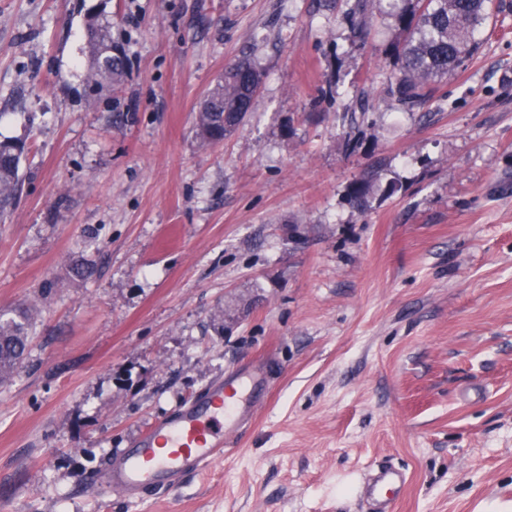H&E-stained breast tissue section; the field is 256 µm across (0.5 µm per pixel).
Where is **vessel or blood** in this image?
Instances as JSON below:
<instances>
[{
  "mask_svg": "<svg viewBox=\"0 0 512 512\" xmlns=\"http://www.w3.org/2000/svg\"><path fill=\"white\" fill-rule=\"evenodd\" d=\"M267 385L265 364L236 370L209 387L176 416L150 427L131 447L117 451L107 485L128 496L180 480L224 455L225 441L253 417ZM408 481L405 471L378 466L360 488L366 512H394L395 501Z\"/></svg>",
  "mask_w": 512,
  "mask_h": 512,
  "instance_id": "b4317fda",
  "label": "vessel or blood"
}]
</instances>
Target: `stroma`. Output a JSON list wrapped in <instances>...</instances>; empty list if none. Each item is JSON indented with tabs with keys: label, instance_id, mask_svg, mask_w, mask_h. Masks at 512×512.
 I'll return each mask as SVG.
<instances>
[{
	"label": "stroma",
	"instance_id": "obj_1",
	"mask_svg": "<svg viewBox=\"0 0 512 512\" xmlns=\"http://www.w3.org/2000/svg\"><path fill=\"white\" fill-rule=\"evenodd\" d=\"M493 4L406 112L381 15L358 48L316 0H0V140L24 145L0 313L36 310L0 383V512H361L382 462L410 476L396 512H512V0ZM93 14L129 65L100 93ZM246 54L252 110L201 146ZM258 359L269 398L223 460L136 501L103 488L115 449ZM264 78V72L248 56L224 70V84L221 79L218 81L204 102L210 106L196 115L195 132L202 145L223 141L243 124ZM216 109L222 112H215Z\"/></svg>",
	"mask_w": 512,
	"mask_h": 512
}]
</instances>
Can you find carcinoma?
Listing matches in <instances>:
<instances>
[{"label":"carcinoma","mask_w":512,"mask_h":512,"mask_svg":"<svg viewBox=\"0 0 512 512\" xmlns=\"http://www.w3.org/2000/svg\"><path fill=\"white\" fill-rule=\"evenodd\" d=\"M490 0H347L344 17L352 42L363 40L375 13L394 21L396 36L389 54L401 63L400 75L388 80L385 94L399 109L422 107L432 93L431 83L448 76L480 49L477 34L490 19ZM112 22L94 18L88 25L90 66L87 82L96 91L119 85L127 60L112 54ZM265 78L249 57L243 56L224 70V82L209 92L208 108L197 112L196 136L206 146L235 132L251 111ZM24 146L0 140V221L16 202L22 176ZM32 313L21 307L15 316L0 314V381L9 378L24 360L30 338Z\"/></svg>","instance_id":"carcinoma-1"}]
</instances>
